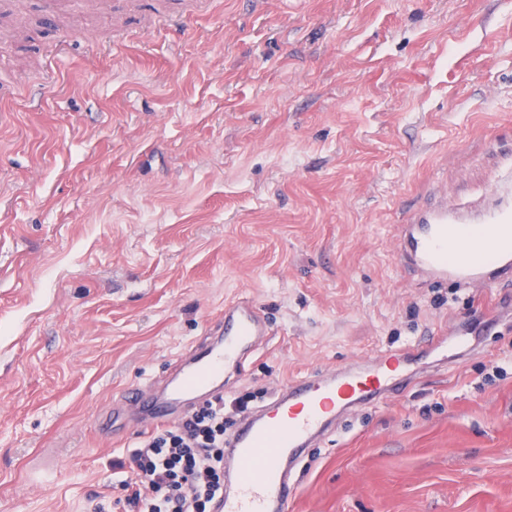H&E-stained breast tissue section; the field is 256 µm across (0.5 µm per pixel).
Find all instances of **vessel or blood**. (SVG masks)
Returning a JSON list of instances; mask_svg holds the SVG:
<instances>
[{"label": "vessel or blood", "instance_id": "b4317fda", "mask_svg": "<svg viewBox=\"0 0 512 512\" xmlns=\"http://www.w3.org/2000/svg\"><path fill=\"white\" fill-rule=\"evenodd\" d=\"M484 196L485 205L468 209L432 187L403 208L395 233L401 265L436 283L482 289L512 278V153L499 157ZM211 329L214 341L195 349L165 398L146 397L139 388L128 392V402L145 410L149 424L169 422L175 403L222 386L226 375H243L249 355L269 334L247 298L225 306ZM471 347L469 336L437 332L428 343L408 345L398 355H377L342 371L286 382L230 438L231 462L224 468L217 512H285L294 469L308 448L331 432L342 409L398 395L404 373L424 355L438 354L444 363Z\"/></svg>", "mask_w": 512, "mask_h": 512}]
</instances>
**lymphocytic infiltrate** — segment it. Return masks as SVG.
Segmentation results:
<instances>
[{
  "mask_svg": "<svg viewBox=\"0 0 512 512\" xmlns=\"http://www.w3.org/2000/svg\"><path fill=\"white\" fill-rule=\"evenodd\" d=\"M250 396L207 399L178 423L142 433L112 464L128 512H215L224 494V435Z\"/></svg>",
  "mask_w": 512,
  "mask_h": 512,
  "instance_id": "f902f5d3",
  "label": "lymphocytic infiltrate"
}]
</instances>
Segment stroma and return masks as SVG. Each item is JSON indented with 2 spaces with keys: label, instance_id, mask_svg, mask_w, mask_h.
Returning <instances> with one entry per match:
<instances>
[{
  "label": "stroma",
  "instance_id": "1",
  "mask_svg": "<svg viewBox=\"0 0 512 512\" xmlns=\"http://www.w3.org/2000/svg\"><path fill=\"white\" fill-rule=\"evenodd\" d=\"M512 151V0H0V512H124L128 390L251 297L225 398L468 333L312 449L288 512H512V280L404 270L399 207Z\"/></svg>",
  "mask_w": 512,
  "mask_h": 512
}]
</instances>
